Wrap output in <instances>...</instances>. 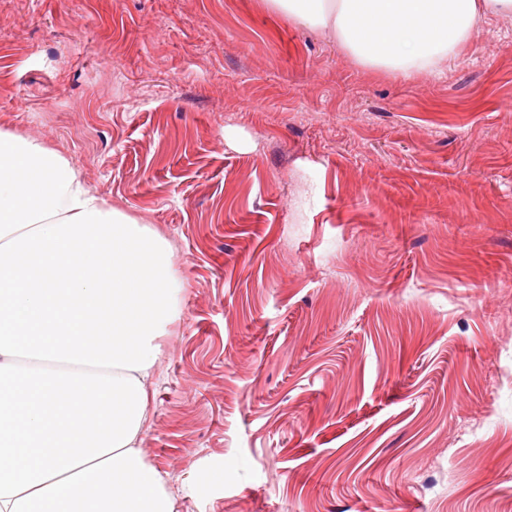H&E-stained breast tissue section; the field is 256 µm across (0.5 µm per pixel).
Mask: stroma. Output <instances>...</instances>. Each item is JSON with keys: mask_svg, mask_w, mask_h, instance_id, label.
<instances>
[{"mask_svg": "<svg viewBox=\"0 0 512 512\" xmlns=\"http://www.w3.org/2000/svg\"><path fill=\"white\" fill-rule=\"evenodd\" d=\"M171 245L176 512H512V15L437 74L268 0H0V132Z\"/></svg>", "mask_w": 512, "mask_h": 512, "instance_id": "stroma-1", "label": "stroma"}]
</instances>
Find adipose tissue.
Segmentation results:
<instances>
[{
  "mask_svg": "<svg viewBox=\"0 0 512 512\" xmlns=\"http://www.w3.org/2000/svg\"><path fill=\"white\" fill-rule=\"evenodd\" d=\"M358 62L434 74L512 0H271ZM168 241L0 132V512H174L142 454Z\"/></svg>",
  "mask_w": 512,
  "mask_h": 512,
  "instance_id": "obj_1",
  "label": "adipose tissue"
}]
</instances>
